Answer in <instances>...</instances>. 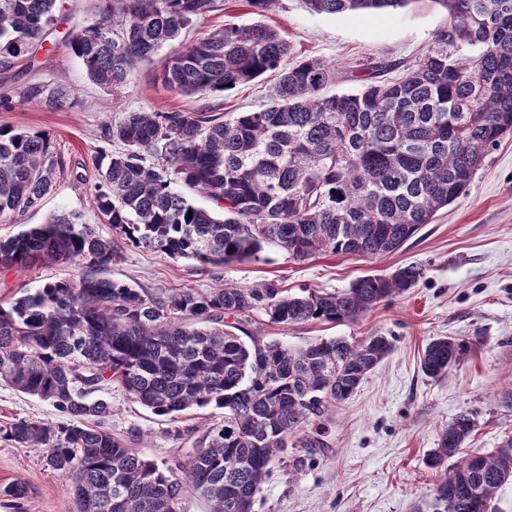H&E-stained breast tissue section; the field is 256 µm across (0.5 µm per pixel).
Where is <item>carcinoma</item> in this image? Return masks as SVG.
I'll return each instance as SVG.
<instances>
[{
    "label": "carcinoma",
    "mask_w": 512,
    "mask_h": 512,
    "mask_svg": "<svg viewBox=\"0 0 512 512\" xmlns=\"http://www.w3.org/2000/svg\"><path fill=\"white\" fill-rule=\"evenodd\" d=\"M100 18L71 32L67 46L89 79L121 90L216 0H101ZM318 14L404 8L413 0H304ZM448 12L424 54L396 79L373 68L360 89L325 93L332 67L320 58L281 67L290 45L266 24L228 26L185 42L158 79L181 95L245 86L280 72L265 107L226 112L133 111L104 128L92 196L96 211L137 248L219 269L259 261L273 245L304 261L316 255L374 259L401 248L436 213L465 194L488 152L512 134V0H435ZM61 0H0V74L34 60L57 22ZM23 101L62 108V85L25 84ZM65 163L43 133L0 127V222L40 209ZM198 191L196 206L178 189ZM192 218H187V213ZM122 257L80 211L50 215L0 237V267L23 271L52 260L77 275L0 302V383L49 403L65 416L17 418L0 439L42 448L46 465L72 493L76 512H185L191 486L210 512H253L271 468L297 469L288 450L319 448L329 413L348 400L392 351L372 333L354 342L321 338L292 348L260 333H239L260 311L268 322L299 325L356 319L415 287L422 269L356 279L341 293H289L271 283L176 289L156 296L114 281ZM233 318L227 323L225 319ZM468 352L463 339L426 345L432 379ZM158 416L224 410L195 441L188 461L162 469L102 426L111 384ZM457 415L427 457L443 469L426 512H492L512 482V439L489 454L460 455L474 431ZM456 459L451 469L448 459Z\"/></svg>",
    "instance_id": "obj_1"
}]
</instances>
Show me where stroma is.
<instances>
[{"instance_id": "obj_1", "label": "stroma", "mask_w": 512, "mask_h": 512, "mask_svg": "<svg viewBox=\"0 0 512 512\" xmlns=\"http://www.w3.org/2000/svg\"><path fill=\"white\" fill-rule=\"evenodd\" d=\"M63 2L57 30L33 65L0 74V126L50 134L66 169L43 210L26 214L18 224L0 223V237L16 234L25 223H43L48 213L60 210L80 211L99 235L113 236L111 225L93 207L90 189L97 179L95 159L104 145L103 127L123 113L205 107L245 112L267 105L274 94L277 79L270 73L221 96H184L170 90L157 74L166 56L176 51L173 43L135 69L119 92L102 89L88 79L65 40L67 32L98 19V0ZM254 21L288 41L292 52L285 65L305 57L333 65L335 77L326 91L334 94L359 89L378 63L391 64L392 76L401 75L448 25L449 16L434 0H413L390 12L338 15L310 12L302 0H277L260 13L247 0H223L219 11L191 25L184 36L193 40L229 24ZM31 81L63 85L77 101L57 110L23 103L20 90ZM412 263L424 268L414 288L352 321L284 326L255 313V324L266 338L291 347L322 337L353 341L378 332L391 339L394 349L336 409L324 447L303 453L301 471L276 465L254 512H420L437 480L426 458L448 422L461 412H473L475 429L465 443L471 453H490L512 436V406L500 400L512 388V135L486 156L466 194L397 251L370 260L319 255L299 262L269 246L262 261L226 264L221 276L224 283L240 287L272 283L293 292L333 293L360 276H388ZM74 273V266L66 263L40 262L21 272L0 267V299L13 300L20 287L33 291ZM109 275L163 296L213 284L211 272L194 261L132 246L125 247ZM437 336L463 339L469 350L447 375L433 380L423 375L420 358ZM108 397L112 414L104 427L163 468L186 463L197 429L224 416L223 410L210 407L173 422L133 402L120 387H112ZM21 417L53 423L61 419L48 403L1 384L0 424ZM44 456V449L0 441V512H74L67 485L47 469ZM13 485L25 486L26 496H7Z\"/></svg>"}]
</instances>
